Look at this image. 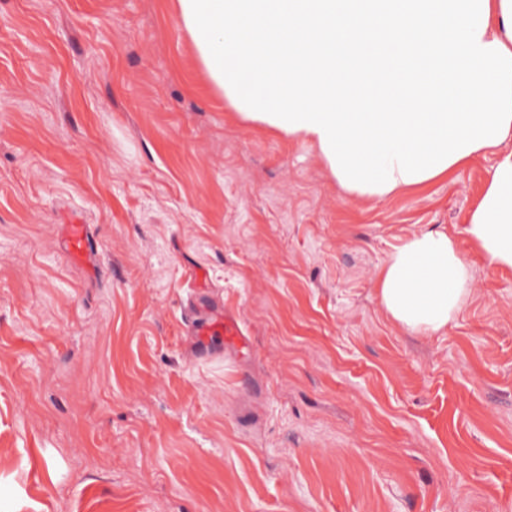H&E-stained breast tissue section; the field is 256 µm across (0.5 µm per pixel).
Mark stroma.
<instances>
[{"instance_id":"35a3bbf8","label":"stroma","mask_w":512,"mask_h":512,"mask_svg":"<svg viewBox=\"0 0 512 512\" xmlns=\"http://www.w3.org/2000/svg\"><path fill=\"white\" fill-rule=\"evenodd\" d=\"M494 163L350 195L229 106L175 0H0V512H512V269L469 254L441 336L374 290ZM198 297L246 348L201 357ZM89 232V224H83L82 219L73 217L71 224H68L65 237L67 252L80 262H90L97 259L99 255L98 244Z\"/></svg>"}]
</instances>
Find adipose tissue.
Instances as JSON below:
<instances>
[{"label":"adipose tissue","instance_id":"1","mask_svg":"<svg viewBox=\"0 0 512 512\" xmlns=\"http://www.w3.org/2000/svg\"><path fill=\"white\" fill-rule=\"evenodd\" d=\"M210 82L247 120L309 143L342 189L384 198L496 156L466 224L404 239L376 294L389 322L446 333L468 252L512 269V0H176Z\"/></svg>","mask_w":512,"mask_h":512}]
</instances>
